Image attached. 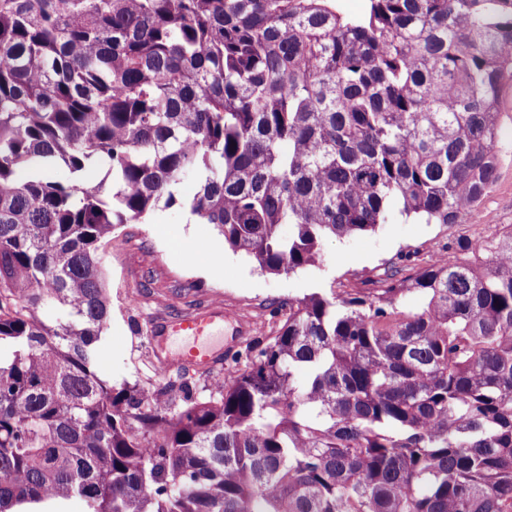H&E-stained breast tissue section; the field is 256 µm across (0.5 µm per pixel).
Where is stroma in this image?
<instances>
[{
	"instance_id": "35a3bbf8",
	"label": "stroma",
	"mask_w": 512,
	"mask_h": 512,
	"mask_svg": "<svg viewBox=\"0 0 512 512\" xmlns=\"http://www.w3.org/2000/svg\"><path fill=\"white\" fill-rule=\"evenodd\" d=\"M500 120L497 179L476 215L454 224H426L396 214L375 231L327 241L322 266L289 276L261 271L254 261L225 245L213 225L194 223L184 208L161 209L136 223L117 226L104 248L112 313L98 365L101 378L151 386L160 367L150 338L161 319L222 304L252 323L247 338L224 334L242 347L270 336L277 304L333 284L363 291L375 288L397 255H410L421 265L452 259L458 240L476 242L499 225L512 224V84L503 95Z\"/></svg>"
}]
</instances>
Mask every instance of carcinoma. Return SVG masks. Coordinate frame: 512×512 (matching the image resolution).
Returning <instances> with one entry per match:
<instances>
[{"mask_svg": "<svg viewBox=\"0 0 512 512\" xmlns=\"http://www.w3.org/2000/svg\"><path fill=\"white\" fill-rule=\"evenodd\" d=\"M507 80L512 0H0V512H512V224L288 301L228 378L95 371L116 226L178 205L290 275L393 201L454 224Z\"/></svg>", "mask_w": 512, "mask_h": 512, "instance_id": "cac0c4a2", "label": "carcinoma"}]
</instances>
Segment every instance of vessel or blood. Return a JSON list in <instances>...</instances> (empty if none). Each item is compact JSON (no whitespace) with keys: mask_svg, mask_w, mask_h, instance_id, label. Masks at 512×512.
Masks as SVG:
<instances>
[{"mask_svg":"<svg viewBox=\"0 0 512 512\" xmlns=\"http://www.w3.org/2000/svg\"><path fill=\"white\" fill-rule=\"evenodd\" d=\"M230 317V312L217 307L164 320L162 323L163 335L181 337L185 340L186 345L177 359L161 357V366L168 368L176 364L185 367L212 366L217 358L210 346L211 340L215 337V326Z\"/></svg>","mask_w":512,"mask_h":512,"instance_id":"b4317fda","label":"vessel or blood"}]
</instances>
